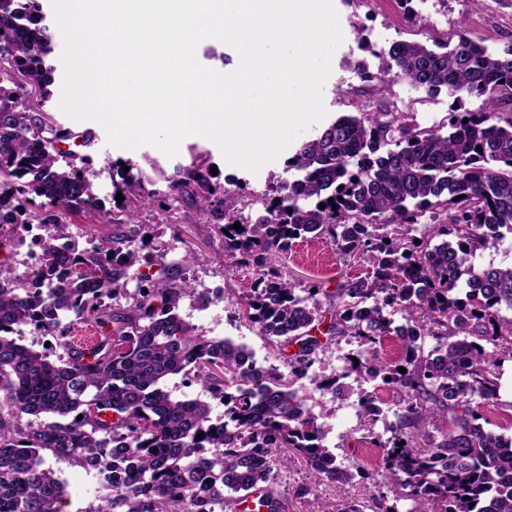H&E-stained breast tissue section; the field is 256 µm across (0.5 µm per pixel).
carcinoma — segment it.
I'll use <instances>...</instances> for the list:
<instances>
[{"label": "carcinoma", "instance_id": "cac0c4a2", "mask_svg": "<svg viewBox=\"0 0 512 512\" xmlns=\"http://www.w3.org/2000/svg\"><path fill=\"white\" fill-rule=\"evenodd\" d=\"M53 43L45 0H0V250L22 245L26 226L46 228L38 269L19 276L0 264V512H61L62 464L105 488L84 512H286L271 469L288 454L330 483L379 478L429 512H512V438L485 416L512 361V317L502 315L512 312V265L473 264L502 230L512 234V116L498 112L512 102V49L496 55L463 33L433 48L395 42L380 73L446 92L443 123L422 127L383 104L342 115L288 158L293 178L261 194L214 181L204 153L165 191L147 189L127 161L115 186L125 200L108 209L91 154L61 150L73 134L41 110ZM146 202L165 213L193 204L217 220L225 278L254 269L239 318L276 363L248 372V346L215 344L181 317L185 298L205 296L180 266L139 271L154 260L129 224ZM79 215L112 233L79 247L68 232ZM301 238L329 242L364 274L333 291L288 279L281 260ZM75 323L95 329L90 346L70 339ZM25 327L56 337L61 352L22 343ZM342 339L356 348L341 372L316 371L319 352ZM387 340L399 346L391 362L380 355ZM179 374L224 388L223 433L209 430L215 403L166 387ZM303 380L341 401L357 396L363 439L380 448L374 467L352 470L324 444ZM377 380L397 406L384 442L382 402L364 388ZM310 512L364 510L344 499Z\"/></svg>", "mask_w": 512, "mask_h": 512}]
</instances>
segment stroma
Returning <instances> with one entry per match:
<instances>
[{"mask_svg": "<svg viewBox=\"0 0 512 512\" xmlns=\"http://www.w3.org/2000/svg\"><path fill=\"white\" fill-rule=\"evenodd\" d=\"M343 41L335 50L330 73L323 86V104L327 118L345 113L372 110L378 104L414 119L423 127L442 121L450 101L447 94L430 95L423 89L391 76L379 75L377 55L388 50L396 41H419L433 44L455 38L457 33L481 38L497 53L512 47V0H412L403 6L399 0H333ZM367 48H360V41ZM63 37L55 39L57 68L53 95L45 110L54 120L73 133L94 132L92 155L99 171L96 189L99 198L112 199V167L130 160L147 169L157 188H164V174L172 173L179 165L192 161L195 152L208 153L221 184L236 182L245 185L247 192L262 193L274 176H285L286 162L292 149H285L276 159L258 171L230 164L220 147L201 135L186 137L177 156L167 157L157 147L144 144L134 149L110 145L102 124L94 120H76L61 108L60 92L65 71L62 67ZM373 73V81H363V73ZM135 222L141 234L147 235L150 250L164 264H179L197 290L215 286H230L237 291L249 290L251 273L240 274L228 280L224 277V238L214 225L207 223L194 206L185 205L171 215H163L154 206H142ZM286 270L297 280L320 281L328 289H336L347 277L360 275V267L348 268L339 263L334 248L322 240L295 241L287 259ZM182 317L195 326L203 325L205 316L220 317L225 337L247 344L258 358H265L269 350L264 340L239 319L233 298H225L223 305L198 311L193 298H185L180 307ZM311 403L324 424L326 445L345 466L369 464L376 459L377 447L362 442L358 430L357 409L351 402L340 401L328 392H313ZM276 487L288 503V512H306L310 502L321 500L339 502L336 486L318 480L305 463L282 460L274 469ZM61 477L67 485L63 512H83L88 504L97 502L101 491L94 473L75 468H64Z\"/></svg>", "mask_w": 512, "mask_h": 512, "instance_id": "35a3bbf8", "label": "stroma"}]
</instances>
